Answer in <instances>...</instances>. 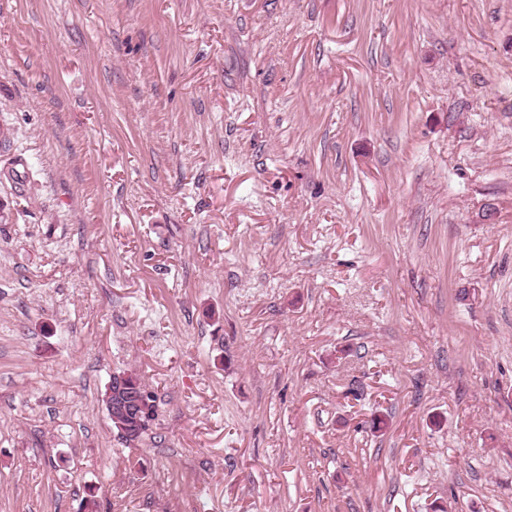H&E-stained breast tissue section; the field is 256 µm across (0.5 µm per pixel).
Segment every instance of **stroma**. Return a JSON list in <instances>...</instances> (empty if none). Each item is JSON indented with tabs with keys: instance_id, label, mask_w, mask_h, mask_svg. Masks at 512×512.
Masks as SVG:
<instances>
[{
	"instance_id": "1",
	"label": "stroma",
	"mask_w": 512,
	"mask_h": 512,
	"mask_svg": "<svg viewBox=\"0 0 512 512\" xmlns=\"http://www.w3.org/2000/svg\"><path fill=\"white\" fill-rule=\"evenodd\" d=\"M91 486L512 512V0H0V512ZM112 397H114L113 404L114 406L123 414V416L127 419V428L129 429L130 433L134 432V428L137 426V424L140 421V418L143 416H146L149 414L150 411V405L152 402L150 401L151 395L148 391H137L132 392L130 390H127L125 386L123 385V382L121 379H119L118 383L110 386L108 389V402L109 405L112 408ZM154 404L153 409L151 411L150 416L146 420L145 424L141 427V430L139 434H137L135 437L128 439L124 438L121 434L119 435V425L124 422L123 417L118 412L117 409L113 408L112 410L107 405V411L109 418L112 422V427L117 431V434L119 435V438L125 442L127 445H135L136 443L140 442L144 435L147 434V431L149 430V423L155 419V416L157 415V397L153 398Z\"/></svg>"
}]
</instances>
